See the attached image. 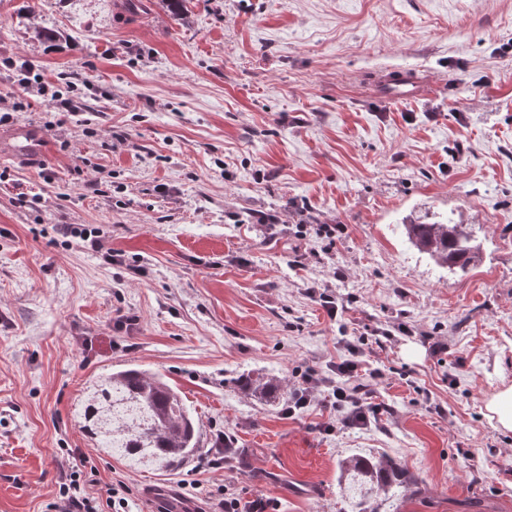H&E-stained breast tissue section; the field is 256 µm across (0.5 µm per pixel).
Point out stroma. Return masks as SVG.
Instances as JSON below:
<instances>
[{"mask_svg": "<svg viewBox=\"0 0 512 512\" xmlns=\"http://www.w3.org/2000/svg\"><path fill=\"white\" fill-rule=\"evenodd\" d=\"M123 2L0 0V59L75 109L0 68V104L21 106L0 136L46 138L38 163L0 156V512H45L71 448L91 493L125 483L127 512L169 496L196 512L220 486L349 512L338 464L356 454L419 481L381 512H512V432L484 415L512 383V0H188L177 23L164 0ZM393 69L436 89L378 102ZM423 216L464 220L478 264L453 273L413 247L402 224ZM303 221L339 225L335 247L298 240ZM328 280L334 320L309 294ZM358 340L381 373L365 428L325 431L321 401L286 419L239 386L292 393ZM124 367L180 391L200 428L186 468L82 432L89 386ZM221 433L240 456L214 468ZM244 386L251 396L260 401L266 402L268 399L276 397L277 394H281L280 382L278 379L273 377L258 375L255 378H248L245 381Z\"/></svg>", "mask_w": 512, "mask_h": 512, "instance_id": "1", "label": "stroma"}]
</instances>
